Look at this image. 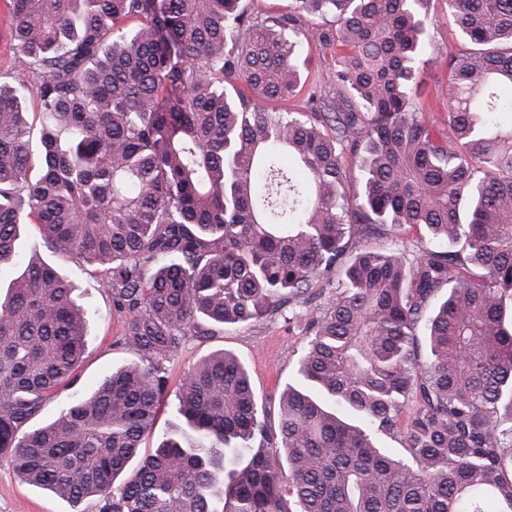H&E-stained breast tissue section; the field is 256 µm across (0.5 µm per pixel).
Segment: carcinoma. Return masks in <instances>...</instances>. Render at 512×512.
I'll return each mask as SVG.
<instances>
[{
    "label": "carcinoma",
    "mask_w": 512,
    "mask_h": 512,
    "mask_svg": "<svg viewBox=\"0 0 512 512\" xmlns=\"http://www.w3.org/2000/svg\"><path fill=\"white\" fill-rule=\"evenodd\" d=\"M294 2L10 0L26 68L0 84V455L98 512H512V0H445L462 44L442 125L412 84L425 0ZM288 32L340 63L301 112ZM24 224L100 277L138 355L33 430L95 324L67 275L21 259ZM386 225L428 243H371ZM333 276L277 428L221 349L140 452L199 320L259 321ZM291 0H243L242 5L248 12L263 16H278L288 13ZM36 83L32 80L31 85H29V91L27 93L28 104H27V112L28 114V123L30 126V134L31 141L33 144V149H36L39 145L40 137H41V125L38 118V108H37V96H36Z\"/></svg>",
    "instance_id": "cac0c4a2"
}]
</instances>
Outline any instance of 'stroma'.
Returning a JSON list of instances; mask_svg holds the SVG:
<instances>
[{
	"instance_id": "stroma-1",
	"label": "stroma",
	"mask_w": 512,
	"mask_h": 512,
	"mask_svg": "<svg viewBox=\"0 0 512 512\" xmlns=\"http://www.w3.org/2000/svg\"><path fill=\"white\" fill-rule=\"evenodd\" d=\"M426 9L434 21L428 25L425 36L426 61L418 65L415 78L424 97L432 101L437 119L443 121L448 117L445 104L448 56L456 52L460 39L447 16L444 0H428ZM21 246L25 255H39L70 276L78 286L81 303L96 315L95 336L76 371V382L60 388L46 402L32 422L37 428L53 419L75 394L94 389L112 368L135 361L137 355L122 340L123 319L99 278L88 275L75 261L50 254L35 228L24 230ZM335 300V288L323 283L311 288L307 303L290 304L270 318L228 325L213 336L187 340L167 365L171 393L161 410L157 432H164L173 420L174 392L188 369L201 357L219 349L234 352L247 364L260 403L270 420H277L280 395L294 376L297 359L308 340V326ZM0 512H98V506L93 498L73 504L27 485L20 480L9 460L0 458Z\"/></svg>"
}]
</instances>
